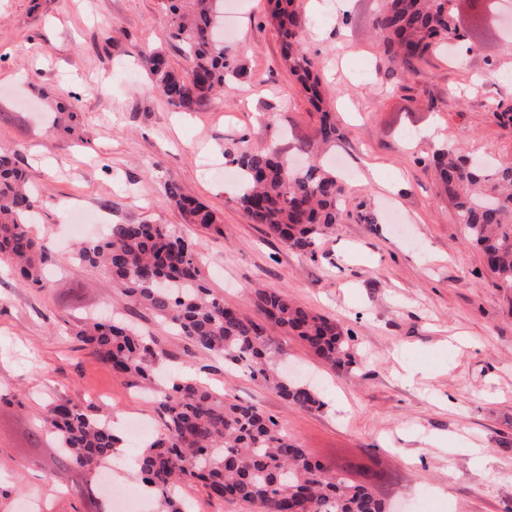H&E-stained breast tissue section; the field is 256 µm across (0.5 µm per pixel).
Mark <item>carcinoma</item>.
I'll list each match as a JSON object with an SVG mask.
<instances>
[{
    "label": "carcinoma",
    "instance_id": "obj_1",
    "mask_svg": "<svg viewBox=\"0 0 512 512\" xmlns=\"http://www.w3.org/2000/svg\"><path fill=\"white\" fill-rule=\"evenodd\" d=\"M452 2L385 0L371 36L391 73L415 75L437 48L461 40ZM268 3L283 60L308 104L320 113L315 140L333 144L343 134L325 108L320 78L303 50L304 26L295 0ZM161 5L173 37L191 59L190 71L183 73L160 52L144 58L152 89L172 108L194 112L227 81L248 76L236 49L219 35L224 0H161ZM295 151L306 157L296 168L276 148H240L231 159L240 175L235 203L290 251L313 256L321 236L342 223L348 187L322 164L310 143L299 142ZM433 162L469 244L482 255L496 286L512 292V165L491 169L452 148L437 151ZM167 199L186 223L224 235L217 213L179 187H168ZM42 204L23 172L0 156V262L12 264L18 282L30 288L47 287V270L60 261L49 243L28 231ZM71 260L105 272L132 304L160 316L194 347L242 369L288 403L310 411L324 406L315 387L279 370L262 326L229 310L224 298L207 287L189 236L167 224H115L102 237L81 242ZM254 298L262 318L298 337L323 362L343 369L353 364L336 321L299 306L284 290L257 288ZM71 332L112 373L137 377L154 389L163 429L134 463L162 512H188L179 497L183 483H200L209 497H228L250 512H385V503L370 488L382 473L362 468V481H351L313 458L255 405L191 378L159 381L154 337L114 320L88 319ZM41 423L59 448L56 481L65 484L68 470L76 467L89 479L66 491L79 500L98 495L102 468L122 444L112 425L69 401L52 403L42 411Z\"/></svg>",
    "mask_w": 512,
    "mask_h": 512
}]
</instances>
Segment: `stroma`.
<instances>
[{
  "instance_id": "35a3bbf8",
  "label": "stroma",
  "mask_w": 512,
  "mask_h": 512,
  "mask_svg": "<svg viewBox=\"0 0 512 512\" xmlns=\"http://www.w3.org/2000/svg\"><path fill=\"white\" fill-rule=\"evenodd\" d=\"M494 3L462 6L470 31L457 60L435 53L403 77L370 37L380 0H296L305 51L343 132L335 151L349 189V217L308 256L251 223L233 201L234 182L220 176L226 152L287 149L316 133L266 0H224L225 40L249 76L195 112L169 106L142 64L160 52L189 67L160 0H0V154L45 200L30 233L62 255L80 212L87 239L106 224L173 226L194 239L205 282L226 305L252 315L254 288L287 290L341 325L354 361L332 368L267 327L285 372L324 397L325 407L308 411L127 305L102 272L67 261L48 287L24 288L1 264L0 512L33 498L42 512H89L50 478L58 450L37 432L46 404L92 405L119 425L157 421L138 379L116 376L69 334L87 313L114 308L156 337L172 376L259 406L329 468L352 460L383 469L376 491L386 512H512V306L430 165L447 146L512 164V131L493 115L497 102H512V42ZM171 184L220 214L223 235L185 223L166 199ZM362 210L374 223L360 221ZM5 394L18 403L2 402Z\"/></svg>"
}]
</instances>
